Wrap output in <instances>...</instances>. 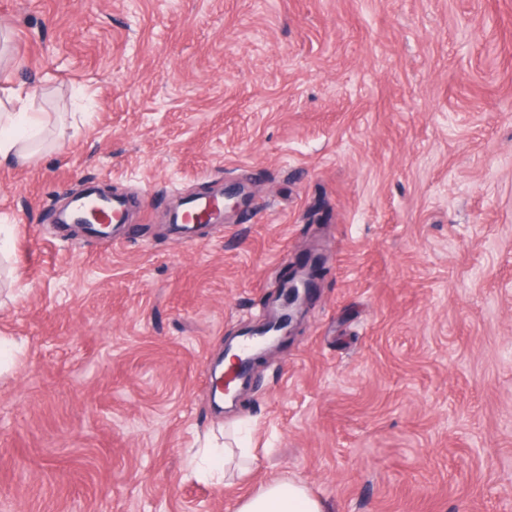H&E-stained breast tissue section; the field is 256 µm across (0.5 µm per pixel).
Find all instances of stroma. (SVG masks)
Here are the masks:
<instances>
[{
  "mask_svg": "<svg viewBox=\"0 0 512 512\" xmlns=\"http://www.w3.org/2000/svg\"><path fill=\"white\" fill-rule=\"evenodd\" d=\"M0 512H512V0H0ZM129 202L115 240L58 212ZM247 185L198 229L185 199ZM325 273L237 408L227 339ZM247 448L199 477L205 440ZM47 112H34L28 98L12 89L0 97V160L25 162L42 147ZM249 197L250 193L240 186L231 191L224 192V196L222 197V199L224 200V208L221 211V213L216 212L211 215V218L206 217V219L201 224H196L197 228H200L206 224L214 223V221L218 220L219 217H221V214L224 210H237L242 205H245L248 202ZM212 219L214 220L211 221ZM236 512H326L324 501L305 484L277 481L243 497Z\"/></svg>",
  "mask_w": 512,
  "mask_h": 512,
  "instance_id": "1",
  "label": "stroma"
}]
</instances>
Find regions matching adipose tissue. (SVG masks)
Instances as JSON below:
<instances>
[{"instance_id": "obj_1", "label": "adipose tissue", "mask_w": 512, "mask_h": 512, "mask_svg": "<svg viewBox=\"0 0 512 512\" xmlns=\"http://www.w3.org/2000/svg\"><path fill=\"white\" fill-rule=\"evenodd\" d=\"M46 115L13 89L0 96V159L25 162L40 151ZM236 512H326L324 501L305 484L289 480L263 486L243 497Z\"/></svg>"}]
</instances>
